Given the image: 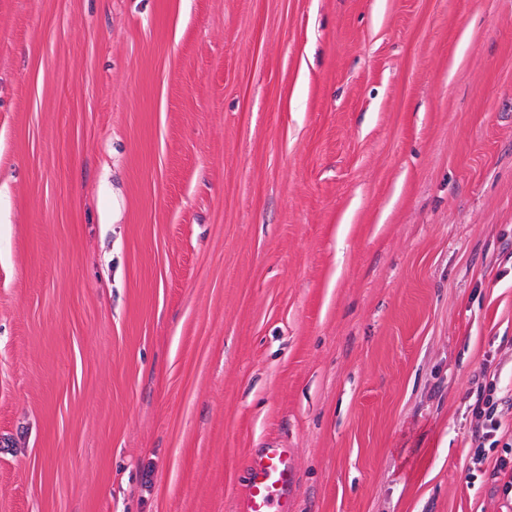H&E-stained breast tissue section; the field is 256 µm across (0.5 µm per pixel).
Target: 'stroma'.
<instances>
[{
	"label": "stroma",
	"instance_id": "1",
	"mask_svg": "<svg viewBox=\"0 0 512 512\" xmlns=\"http://www.w3.org/2000/svg\"><path fill=\"white\" fill-rule=\"evenodd\" d=\"M512 0H0V512H512ZM487 394L478 398L474 404L473 412L481 420L480 425L471 433V448H475V455L483 454L485 448H503L496 470L492 474L496 482L501 476L507 478L502 485L506 496L512 494V422L506 431L504 406L508 402L498 390L495 376L486 386ZM509 432L510 438L504 437ZM499 445H501L499 447ZM296 474L291 449L268 445L245 462V487L237 497L236 512H292L290 488Z\"/></svg>",
	"mask_w": 512,
	"mask_h": 512
}]
</instances>
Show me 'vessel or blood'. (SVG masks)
<instances>
[{"instance_id":"b4317fda","label":"vessel or blood","mask_w":512,"mask_h":512,"mask_svg":"<svg viewBox=\"0 0 512 512\" xmlns=\"http://www.w3.org/2000/svg\"><path fill=\"white\" fill-rule=\"evenodd\" d=\"M295 478L290 449H258L245 462V487L235 512H292L290 489Z\"/></svg>"}]
</instances>
